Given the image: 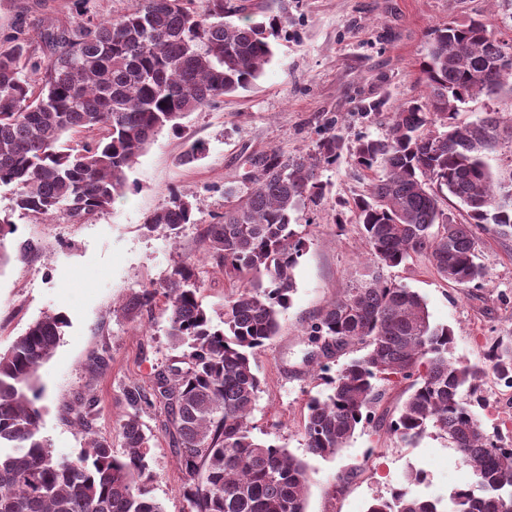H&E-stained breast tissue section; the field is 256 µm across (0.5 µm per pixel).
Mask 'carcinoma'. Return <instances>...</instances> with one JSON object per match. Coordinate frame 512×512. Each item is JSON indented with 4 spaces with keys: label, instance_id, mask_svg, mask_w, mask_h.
<instances>
[{
    "label": "carcinoma",
    "instance_id": "1",
    "mask_svg": "<svg viewBox=\"0 0 512 512\" xmlns=\"http://www.w3.org/2000/svg\"><path fill=\"white\" fill-rule=\"evenodd\" d=\"M87 3L74 0L70 24L42 29L41 58L23 31L0 44V187H11L14 209L44 221L107 210L134 187L128 172L155 136L166 128L182 134L183 119L259 79L274 55L269 36L288 21L283 2L265 22L255 16L266 8L247 0H205L200 10L193 0H137L106 20L91 16ZM504 46L475 18L434 29L425 95L392 108L387 136L363 139L353 151L357 168L380 172L354 201L374 265L306 328L305 362L324 370L322 357L357 346L363 353L330 379L331 392L309 398L305 448L334 458L364 424L406 446L434 433L474 476L446 499L427 498L415 491L426 480L415 470L367 512H512V449L475 414L481 400L462 396L488 378L512 389V340H494L479 362L451 357L453 330L431 321L417 292L380 273L426 254L441 278L471 292L486 277L473 226L490 224L512 240V199L505 200L512 166L488 162L502 145L500 117L456 123L462 104L512 86V74L497 66ZM342 147L331 122L313 151L262 157L245 195L224 188V212L203 232L205 260L238 281L220 322L200 299L193 262L122 305L133 320L164 297L167 337L182 359L155 371L150 385L124 389L121 452L93 435L68 460L40 434L38 370L61 341L63 314H44L0 353V512H164L151 495V437L141 420L157 402L191 512H305L307 463L254 436L250 416L261 386L256 358L279 331L305 248L295 226L305 200L324 196L319 171ZM206 153L194 140L180 161ZM451 198L466 222L446 212ZM196 209L189 194L173 191L146 224L175 242L184 225L197 223ZM404 381L398 413H378L386 387Z\"/></svg>",
    "mask_w": 512,
    "mask_h": 512
}]
</instances>
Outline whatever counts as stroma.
<instances>
[{
  "instance_id": "1",
  "label": "stroma",
  "mask_w": 512,
  "mask_h": 512,
  "mask_svg": "<svg viewBox=\"0 0 512 512\" xmlns=\"http://www.w3.org/2000/svg\"><path fill=\"white\" fill-rule=\"evenodd\" d=\"M75 16L72 0H0V38L21 28L35 45L40 26L64 25ZM472 18L512 43V0H288V30L255 84L192 113L182 135L159 133L129 173L134 190L106 211L44 223L20 215L10 188H0V220L15 228L0 249V352L45 313H63L68 321L40 370L46 386L41 434L59 455L77 457L85 437L75 414L88 405L94 432L120 448L124 387L149 385L154 369L180 356L166 335L164 305L135 320L122 317L121 305L191 258L199 262L204 304L222 310L233 282L204 263L202 234L213 214L224 210L225 187L247 190L256 162L270 151L289 157L312 151L319 129L332 121L343 148L336 164L320 171L324 197L305 204L299 230L306 248L294 270L292 302L278 336L257 357L255 434L306 461V512H367L373 499L389 496L413 470L424 472L419 490L429 496L449 495L471 480L457 450L433 433L408 447L367 425L339 455L322 459L308 455L302 428L309 398L330 390L304 363V329L370 261L353 210L369 180L355 176L350 148L359 138L385 136L387 126L384 117L363 114L360 107L378 99L392 107L421 97L431 31ZM196 139L206 143V157L180 163L186 141ZM174 189L193 194L200 212L198 223L185 225L173 246L162 231L147 230L145 221ZM474 232L487 266L477 294L448 284L423 255L383 274L419 293L433 323L453 329L454 357L478 362L493 339L512 336V242L502 243L485 225ZM25 241L37 248L22 256L17 249ZM481 395L476 415L512 444V390L490 379ZM143 420L152 433V495L164 512H189L163 407L155 406ZM353 468L360 476L335 493L338 474Z\"/></svg>"
}]
</instances>
